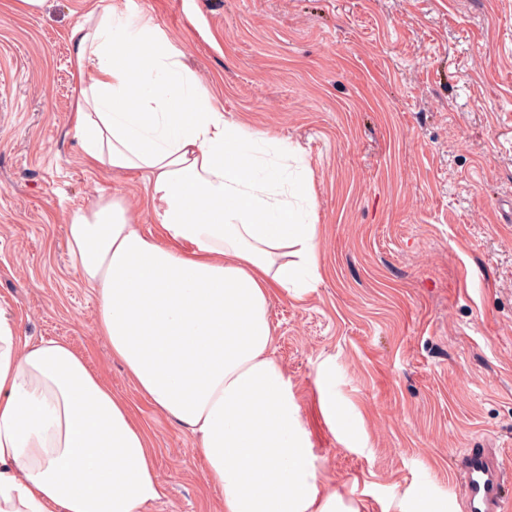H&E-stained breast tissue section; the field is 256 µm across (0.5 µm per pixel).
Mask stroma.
I'll return each mask as SVG.
<instances>
[{
  "mask_svg": "<svg viewBox=\"0 0 512 512\" xmlns=\"http://www.w3.org/2000/svg\"><path fill=\"white\" fill-rule=\"evenodd\" d=\"M87 0L0 7V307L70 343L147 427L150 512H224L194 435L155 410L97 334L66 245L73 212L136 171L89 167L70 133L69 32ZM227 119L296 148L313 179L320 279L274 295L272 352L320 482L363 512H464L469 448L512 469V0H143ZM336 398L330 427L320 390Z\"/></svg>",
  "mask_w": 512,
  "mask_h": 512,
  "instance_id": "1",
  "label": "stroma"
}]
</instances>
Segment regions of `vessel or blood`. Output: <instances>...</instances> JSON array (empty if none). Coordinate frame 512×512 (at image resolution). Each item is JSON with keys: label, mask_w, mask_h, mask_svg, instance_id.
Wrapping results in <instances>:
<instances>
[{"label": "vessel or blood", "mask_w": 512, "mask_h": 512, "mask_svg": "<svg viewBox=\"0 0 512 512\" xmlns=\"http://www.w3.org/2000/svg\"><path fill=\"white\" fill-rule=\"evenodd\" d=\"M455 477L464 491L466 512H512V478L496 449H468L459 460Z\"/></svg>", "instance_id": "1"}]
</instances>
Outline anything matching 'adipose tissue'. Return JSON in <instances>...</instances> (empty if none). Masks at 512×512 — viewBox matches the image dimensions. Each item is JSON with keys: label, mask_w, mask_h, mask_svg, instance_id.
I'll list each match as a JSON object with an SVG mask.
<instances>
[{"label": "adipose tissue", "mask_w": 512, "mask_h": 512, "mask_svg": "<svg viewBox=\"0 0 512 512\" xmlns=\"http://www.w3.org/2000/svg\"><path fill=\"white\" fill-rule=\"evenodd\" d=\"M71 124L86 162L145 173L160 233L100 196L67 228L97 332L157 410L190 431L224 512H361L323 486L272 353L275 291L319 277L309 169L228 120L149 19L89 9L70 31ZM129 472L134 489L104 486ZM268 481L243 489L247 475ZM148 429L69 343L21 341L0 308V512H148L160 496Z\"/></svg>", "instance_id": "obj_1"}]
</instances>
